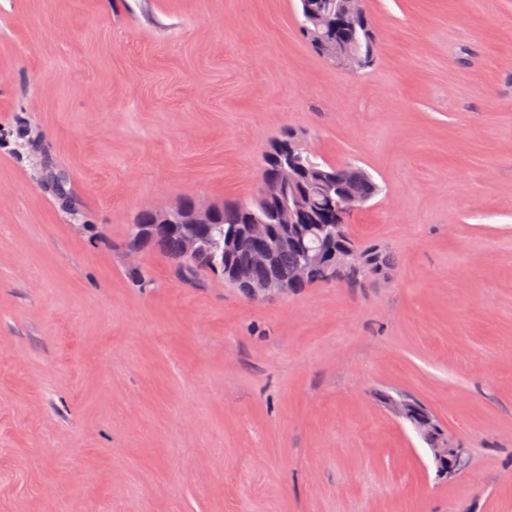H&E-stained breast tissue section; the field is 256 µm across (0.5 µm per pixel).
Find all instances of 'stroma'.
<instances>
[{
  "instance_id": "1",
  "label": "stroma",
  "mask_w": 512,
  "mask_h": 512,
  "mask_svg": "<svg viewBox=\"0 0 512 512\" xmlns=\"http://www.w3.org/2000/svg\"><path fill=\"white\" fill-rule=\"evenodd\" d=\"M0 0V512H512V0ZM302 133L382 187L354 284L252 300L127 226ZM466 451L439 477L378 395ZM300 4H299V17H298V22H299V26H300V29L301 31L303 32L304 35H306V37L309 39L313 49L315 50V52L323 58V56L321 55L320 51L318 50V48L316 47L314 41H313V36H312V32H314L315 30H324L326 28V25L327 23L329 24V27H330V30L336 35V21L334 19H330V17L332 16H327L324 17V19H322L318 25H316L311 19H310V15H309V8H308V5L310 2L312 1H305V0H299ZM329 20V22H328ZM324 59V58H323ZM341 46H348L350 43L356 42L361 46L362 64L357 70L367 68L372 65L375 60L378 47L376 40L367 18L366 13L362 21V27H356L355 31H344L340 34ZM356 70V71H357Z\"/></svg>"
}]
</instances>
